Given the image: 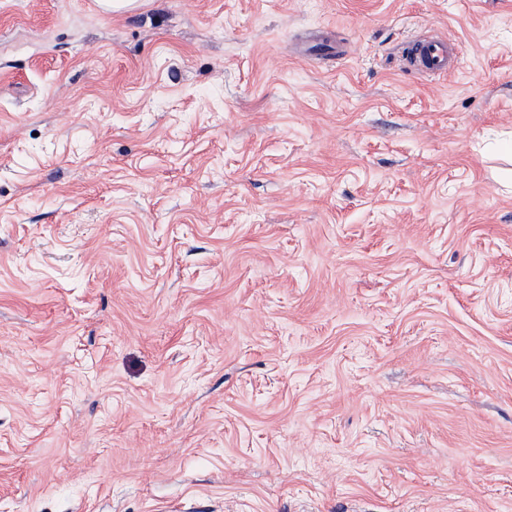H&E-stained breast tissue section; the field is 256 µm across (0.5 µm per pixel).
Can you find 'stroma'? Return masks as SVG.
<instances>
[{"mask_svg":"<svg viewBox=\"0 0 512 512\" xmlns=\"http://www.w3.org/2000/svg\"><path fill=\"white\" fill-rule=\"evenodd\" d=\"M511 140L512 0H0V512H512ZM406 67L430 77L444 76L450 72L454 59V47L440 37H424L410 40L403 52Z\"/></svg>","mask_w":512,"mask_h":512,"instance_id":"1","label":"stroma"}]
</instances>
